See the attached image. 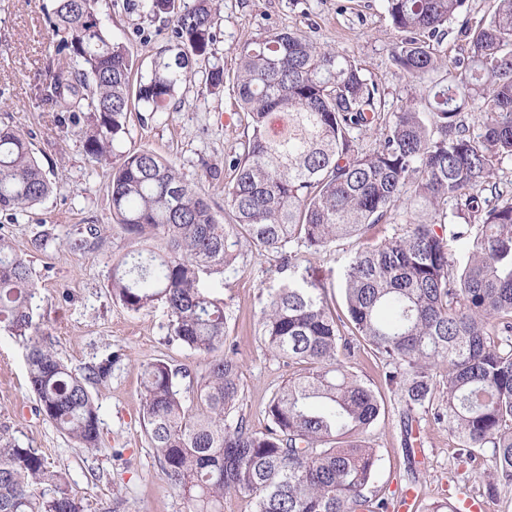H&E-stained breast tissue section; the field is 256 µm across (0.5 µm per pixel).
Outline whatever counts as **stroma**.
Instances as JSON below:
<instances>
[{
	"mask_svg": "<svg viewBox=\"0 0 512 512\" xmlns=\"http://www.w3.org/2000/svg\"><path fill=\"white\" fill-rule=\"evenodd\" d=\"M52 3L0 0V125L31 141L53 184L49 196L34 207L0 213V236L31 262L36 281L33 307L41 336L74 373L108 359L112 375L91 388L101 449L77 447L39 410L29 388L27 339L1 329L0 435L35 449L51 468L65 473L86 512H188L186 500L167 481L148 445L140 381L143 365L154 360L199 373L207 358L172 340L163 302L135 313L112 296V263L138 244L115 228L110 171L84 148L89 119L65 121L44 100L45 67L65 62L54 50L57 38L46 23ZM211 7L217 25L209 60L224 68L223 89L207 92L198 75L202 63L194 61L192 74L176 87L166 111L133 105L123 146L163 156L205 194L220 223L232 221L224 209V183L231 176L229 162L239 153L245 127L236 92L238 50L244 43L285 28L354 57L366 77L381 87L386 112L422 96L392 60L397 34L384 0H211ZM97 11L104 29L130 49L135 80L148 79L155 58L167 45L174 14L148 18L139 0H98ZM213 168L220 171V178H211ZM405 228L404 218H389L364 235L338 240L317 254L293 243L296 261L287 268L277 253L244 241L237 270L203 276L201 288L224 302L227 343L237 350L242 384L240 411L253 430L266 428V405L293 374L261 338L260 314L269 293L287 284L312 282L332 307L344 311L345 280L355 254ZM44 235L49 246L35 249L33 240ZM78 236L86 238V247L71 249L70 240ZM352 371L379 392L385 404V413L369 436L377 450L376 485L382 493L411 484L427 504L463 493L486 500L490 512H512V488L489 494L480 472L459 462L458 440L447 424L429 417L422 420L420 464L410 466L402 453L400 403L383 384L380 365L365 357Z\"/></svg>",
	"mask_w": 512,
	"mask_h": 512,
	"instance_id": "1",
	"label": "stroma"
}]
</instances>
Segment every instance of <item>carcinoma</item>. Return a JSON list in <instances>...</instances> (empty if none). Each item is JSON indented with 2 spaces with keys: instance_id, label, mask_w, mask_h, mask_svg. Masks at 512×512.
Listing matches in <instances>:
<instances>
[{
  "instance_id": "cac0c4a2",
  "label": "carcinoma",
  "mask_w": 512,
  "mask_h": 512,
  "mask_svg": "<svg viewBox=\"0 0 512 512\" xmlns=\"http://www.w3.org/2000/svg\"><path fill=\"white\" fill-rule=\"evenodd\" d=\"M98 0H54L47 14L60 36L56 53L69 60L48 68L47 100L76 120L92 119L86 152L111 165L112 212L133 240L162 241L112 264L111 292L138 312L161 300L171 336L211 356L194 376L164 360L144 365L143 421L149 447L189 512H222L224 493L244 492L255 512H384L374 491L378 456L368 434L382 404L347 369L361 353L383 368L386 387L404 404L406 455L413 454L416 413H433L461 442L465 462L486 467L489 490L512 487V197L496 174L512 159V0H496L489 19L460 32L466 53L441 69L448 23L466 0H384L398 32L393 60L425 90L424 108L381 113L379 87L349 55L279 30L238 51V101L246 112L242 152L230 163L224 209L217 221L208 199L151 150H120L132 101L159 112L168 106L193 57L206 58L215 17L210 0L179 11L175 52L154 61L151 78L133 87L128 47L112 39ZM148 15L170 14L173 0H143ZM204 87L224 85L212 65ZM476 102L480 133L462 118ZM283 117L267 130L269 114ZM383 124L379 147L363 151L354 129ZM31 142L0 129V211L24 210L49 194ZM496 198L489 205L488 196ZM454 202L446 212L448 201ZM419 205L425 219L358 252L345 281L346 313L321 289L282 288L261 310L267 348L301 372L266 406L268 425L253 430L239 412L241 384L224 347V302L200 288L202 275L235 266L239 240L275 251L302 242L317 253L362 233L398 209ZM477 222L482 243L461 273L453 272L438 228ZM31 263L0 237V325L29 341V386L43 416L77 446L100 449L98 411L89 386L110 375L112 360L71 372L39 336ZM445 368L446 380H437ZM42 486L40 495L31 491ZM0 512H85L66 476L33 448L0 437Z\"/></svg>"
}]
</instances>
